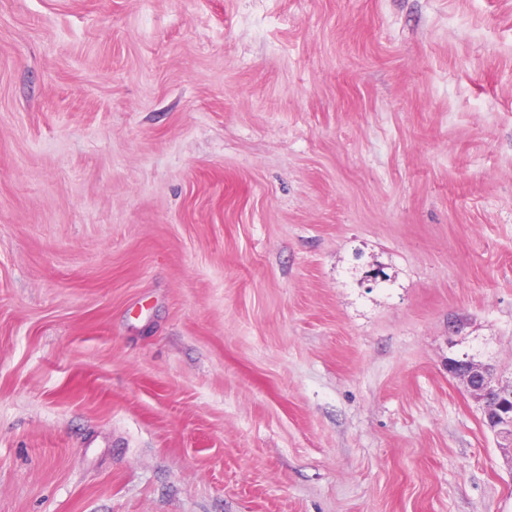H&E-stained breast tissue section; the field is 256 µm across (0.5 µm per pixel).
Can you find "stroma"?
Here are the masks:
<instances>
[{"mask_svg":"<svg viewBox=\"0 0 512 512\" xmlns=\"http://www.w3.org/2000/svg\"><path fill=\"white\" fill-rule=\"evenodd\" d=\"M512 0H0V512H512ZM448 373L459 379L466 391L483 406V425L503 444L500 447L512 455V382L503 383L495 370L472 358L448 360Z\"/></svg>","mask_w":512,"mask_h":512,"instance_id":"35a3bbf8","label":"stroma"}]
</instances>
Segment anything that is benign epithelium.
Here are the masks:
<instances>
[{"label": "benign epithelium", "mask_w": 512, "mask_h": 512, "mask_svg": "<svg viewBox=\"0 0 512 512\" xmlns=\"http://www.w3.org/2000/svg\"><path fill=\"white\" fill-rule=\"evenodd\" d=\"M448 373L482 404L483 425L503 441V451L512 455V382L500 381L492 367L467 357L449 359Z\"/></svg>", "instance_id": "7a95c632"}]
</instances>
